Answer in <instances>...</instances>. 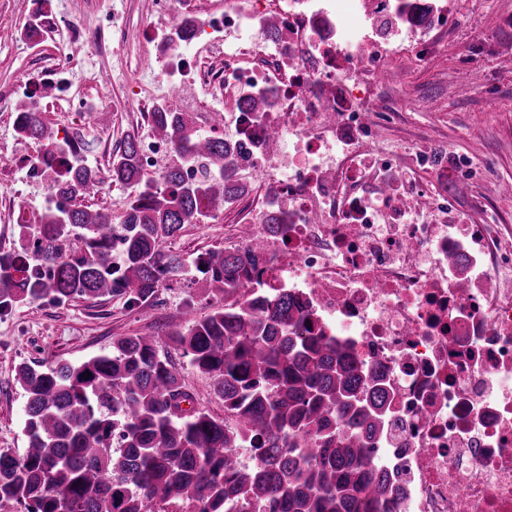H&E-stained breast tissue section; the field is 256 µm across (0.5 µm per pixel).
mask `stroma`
<instances>
[{"label": "stroma", "mask_w": 512, "mask_h": 512, "mask_svg": "<svg viewBox=\"0 0 512 512\" xmlns=\"http://www.w3.org/2000/svg\"><path fill=\"white\" fill-rule=\"evenodd\" d=\"M49 16L68 13L100 32L99 46L70 48L68 86L71 99L84 109L74 112L69 101L57 100L53 89H43L45 118L59 134L79 136L85 160L107 166L113 149L127 134L145 140L152 132L146 114L161 99L177 97L183 111L194 113L201 132L212 129L215 102L199 87L166 80L163 63L144 55L141 23L152 18L165 28L169 18L152 14V0H43ZM33 0H0V248H13L16 226L6 209L15 205L31 212L45 205L50 189L34 178L25 164L36 155L35 143L17 139L14 117L24 99L18 86L56 69L58 34L49 32L40 42L17 36L29 18ZM454 27L438 40L444 48L428 65H417L405 52L389 61L391 80L381 96L397 102L400 112L383 130L380 143L398 152L427 146L443 150L449 163L467 161L468 168L448 179V202L459 223L498 224L512 237V197L501 194L502 183H512V0H455ZM470 74L468 87L460 78ZM111 121L100 126L96 113ZM239 224L236 211L218 218L184 225L168 243L169 251L185 258L218 250ZM189 289L179 283L159 289L149 305H132L114 297L45 300L24 303L0 313V451L23 455L26 397L17 381L20 364L48 366L79 363L110 352L122 336H151L164 327L184 326ZM170 356L194 394L198 406L213 416L224 414V402L208 378L191 369L180 352Z\"/></svg>", "instance_id": "obj_1"}]
</instances>
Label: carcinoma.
Instances as JSON below:
<instances>
[{
	"label": "carcinoma",
	"instance_id": "carcinoma-1",
	"mask_svg": "<svg viewBox=\"0 0 512 512\" xmlns=\"http://www.w3.org/2000/svg\"><path fill=\"white\" fill-rule=\"evenodd\" d=\"M154 137L173 153L146 176L137 135L112 153L108 179L131 190L116 217L76 204L103 183L75 138H59L37 100L20 105L18 139L40 146L51 198L38 223L19 225L0 251V312L38 300L123 296L135 304L185 283L190 326L123 336L81 363L20 365L27 397L25 453L0 451V507L28 512H366L388 490L366 448L385 435L388 393L380 375L325 336H307L286 293L253 299L264 235L247 246L187 260L164 249L186 224L214 219L248 193L234 178L237 152L202 134L190 112L156 106ZM224 299L197 318L195 301ZM173 345L211 379L224 417L193 405ZM90 372L91 377L83 376ZM260 463L243 465L235 449Z\"/></svg>",
	"mask_w": 512,
	"mask_h": 512
}]
</instances>
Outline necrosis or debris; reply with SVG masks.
Here are the masks:
<instances>
[{
    "label": "necrosis or debris",
    "instance_id": "1",
    "mask_svg": "<svg viewBox=\"0 0 512 512\" xmlns=\"http://www.w3.org/2000/svg\"><path fill=\"white\" fill-rule=\"evenodd\" d=\"M356 0H223L207 29L232 44L201 61L192 43L154 37L145 54L211 97L272 90L270 109L224 121L266 205L286 204L256 291L285 292L311 334L335 338L389 391V426L369 458L393 487L368 512H512V288L496 269L495 224H458L447 172L431 190L380 148L392 109L371 87L398 46L427 62L452 25L449 0H374L397 40L342 27ZM280 35L269 39L266 20ZM296 138L280 154L271 129Z\"/></svg>",
    "mask_w": 512,
    "mask_h": 512
}]
</instances>
